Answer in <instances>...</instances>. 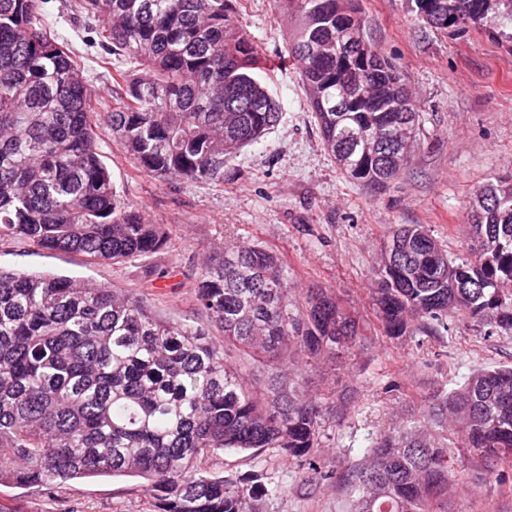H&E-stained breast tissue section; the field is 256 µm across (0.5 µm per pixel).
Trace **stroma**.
I'll list each match as a JSON object with an SVG mask.
<instances>
[{"instance_id": "35a3bbf8", "label": "stroma", "mask_w": 512, "mask_h": 512, "mask_svg": "<svg viewBox=\"0 0 512 512\" xmlns=\"http://www.w3.org/2000/svg\"><path fill=\"white\" fill-rule=\"evenodd\" d=\"M239 20L260 54L281 62L269 89L281 117L224 166L222 183L161 180L138 170L104 119L124 88L122 63L108 58L78 0H46V24L74 49L88 84L99 148L125 201L171 235L167 250L119 264L73 252H46L23 239L0 240V266L88 280L144 294L163 319L219 328L202 313L192 285L213 248L254 243L279 255L296 298L335 295L361 327L339 358L306 373L305 391L325 407L318 470L280 449L221 456L225 478L257 474L253 512H353L344 476L373 439L427 418L435 395L477 369L512 364V333L452 318L438 336H388L375 306L373 269L400 224H421L469 259V202L475 189L512 176V18L492 10L465 29L418 19L414 0H360L366 32L399 69L420 112L419 148L387 188L367 190L342 174L325 148L298 65L289 55L293 18L275 0H239ZM453 486L448 512H512V478L501 479L448 437ZM10 512H152L140 479L90 478L60 489L0 484Z\"/></svg>"}]
</instances>
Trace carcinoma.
I'll use <instances>...</instances> for the list:
<instances>
[{"label":"carcinoma","instance_id":"carcinoma-1","mask_svg":"<svg viewBox=\"0 0 512 512\" xmlns=\"http://www.w3.org/2000/svg\"><path fill=\"white\" fill-rule=\"evenodd\" d=\"M300 18L299 64L326 149L351 180L383 189L418 149L419 116L401 75L370 41L358 0H277ZM43 0H0V239L122 263L168 248L170 234L117 193L91 120L90 87L42 20ZM435 28L475 23L512 0H415ZM103 23L113 79L112 139L157 178L224 180V161L279 118L264 59L234 0H80ZM351 39L347 54L328 44ZM469 250L456 263L421 224L398 227L405 251L375 269L386 333L435 336L469 317L512 331V178L474 191ZM481 228L484 237L475 236ZM468 283L448 302V269ZM221 330L159 318L126 289L0 267V483L60 488L132 477L154 512H252L258 476L214 471L226 451L278 448L299 462L319 446L322 405L306 370L360 335L336 298L292 300L283 261L257 244L215 250L195 281ZM433 420L492 466L512 461V367L472 373L438 397ZM356 512H447L443 438L408 425L372 444L347 475Z\"/></svg>","mask_w":512,"mask_h":512}]
</instances>
